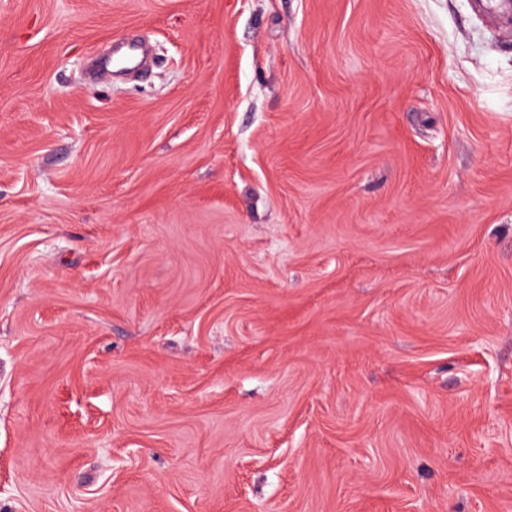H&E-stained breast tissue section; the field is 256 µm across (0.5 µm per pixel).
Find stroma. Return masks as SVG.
I'll use <instances>...</instances> for the list:
<instances>
[{
	"label": "stroma",
	"mask_w": 512,
	"mask_h": 512,
	"mask_svg": "<svg viewBox=\"0 0 512 512\" xmlns=\"http://www.w3.org/2000/svg\"><path fill=\"white\" fill-rule=\"evenodd\" d=\"M0 512H512V30L0 0Z\"/></svg>",
	"instance_id": "1"
}]
</instances>
